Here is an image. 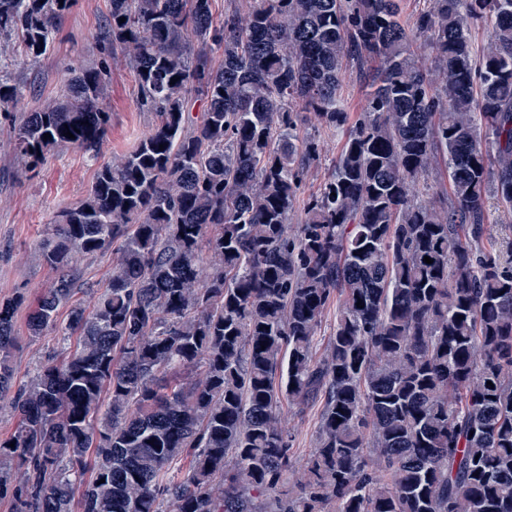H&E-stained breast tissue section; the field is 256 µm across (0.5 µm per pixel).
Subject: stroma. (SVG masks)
<instances>
[{
  "instance_id": "stroma-1",
  "label": "stroma",
  "mask_w": 512,
  "mask_h": 512,
  "mask_svg": "<svg viewBox=\"0 0 512 512\" xmlns=\"http://www.w3.org/2000/svg\"><path fill=\"white\" fill-rule=\"evenodd\" d=\"M109 10L110 0H76L62 21L50 52L37 61L23 56L18 59L15 72L29 90L17 108L0 111V300L20 290L33 296L49 285L53 275L38 256L45 226L54 212L81 198L98 170L97 163L83 151L68 148L50 156L38 175L26 177L12 153L13 121L57 95L70 67L104 58L99 37ZM107 61L110 74L105 104L112 123L102 148L106 161L131 150L153 120L151 112L141 104L133 70L121 55H113ZM116 262L117 256L111 251L80 258L79 299L88 300L91 293L102 290ZM27 315L24 307L16 313L20 343L14 363L21 382L60 350L53 333L29 339Z\"/></svg>"
}]
</instances>
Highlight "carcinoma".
Segmentation results:
<instances>
[{
  "label": "carcinoma",
  "mask_w": 512,
  "mask_h": 512,
  "mask_svg": "<svg viewBox=\"0 0 512 512\" xmlns=\"http://www.w3.org/2000/svg\"><path fill=\"white\" fill-rule=\"evenodd\" d=\"M73 5L0 0L1 110L25 98L15 46L46 55ZM401 14L402 0L222 16L215 0H110L102 36L154 123L46 225L54 277L37 300L0 301L11 512H512V237L488 224L494 203L512 230V0ZM349 69L367 87L355 121ZM106 76L73 67L22 114V170L68 147L101 158ZM296 107L344 140L295 219L323 152ZM110 249L106 290L74 300L78 257ZM25 303L29 337L55 332L62 356L19 383ZM318 400L299 464L283 403Z\"/></svg>",
  "instance_id": "obj_1"
}]
</instances>
